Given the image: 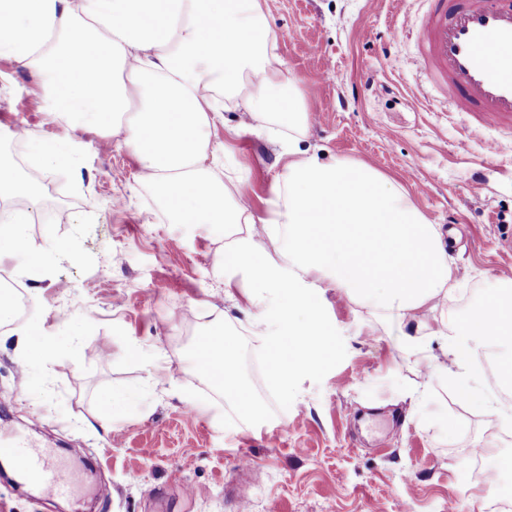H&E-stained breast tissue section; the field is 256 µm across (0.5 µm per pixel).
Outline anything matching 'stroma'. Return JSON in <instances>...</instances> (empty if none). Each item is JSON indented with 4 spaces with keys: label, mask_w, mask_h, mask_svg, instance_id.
Wrapping results in <instances>:
<instances>
[{
    "label": "stroma",
    "mask_w": 512,
    "mask_h": 512,
    "mask_svg": "<svg viewBox=\"0 0 512 512\" xmlns=\"http://www.w3.org/2000/svg\"><path fill=\"white\" fill-rule=\"evenodd\" d=\"M279 41L282 71L299 79L317 111L302 148L324 159L374 165L444 234L448 260L465 270L438 310L445 332L477 310L490 282L512 286V124L439 103L417 61V43L395 42L394 25L419 31L426 0H262ZM319 45L310 54L308 42ZM340 70V83L316 80ZM39 76L0 58V127L30 133L0 140V154L32 173L41 196L29 237L46 278L27 275V256L4 263L19 276L24 316L0 324V418L34 448L51 449L73 495L25 489L0 474V512H489L512 507V384L484 379L492 405L458 400L441 376L422 379L405 326L323 284L321 309L333 349L317 372L288 390L272 381L267 350L288 340L252 336L260 315L242 286L225 288L215 268L225 239L208 224H173L138 180L130 146L70 127L42 109ZM232 151L229 196L256 214L288 161L269 129L224 114L213 131ZM76 140L70 162H34L36 145ZM497 140L504 150L489 153ZM481 191H473V179ZM76 261H56L55 243ZM232 299H225V292ZM237 341L238 375L261 412H241L191 361L214 319ZM36 325L57 350L25 362L11 334ZM135 392L133 408L101 404ZM247 470H237L240 459Z\"/></svg>",
    "instance_id": "1"
}]
</instances>
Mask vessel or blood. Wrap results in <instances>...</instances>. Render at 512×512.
Here are the masks:
<instances>
[{
  "instance_id": "vessel-or-blood-1",
  "label": "vessel or blood",
  "mask_w": 512,
  "mask_h": 512,
  "mask_svg": "<svg viewBox=\"0 0 512 512\" xmlns=\"http://www.w3.org/2000/svg\"><path fill=\"white\" fill-rule=\"evenodd\" d=\"M417 45L432 87L457 111L512 121V0H432ZM0 455L12 458L44 494H71L46 451L4 434Z\"/></svg>"
}]
</instances>
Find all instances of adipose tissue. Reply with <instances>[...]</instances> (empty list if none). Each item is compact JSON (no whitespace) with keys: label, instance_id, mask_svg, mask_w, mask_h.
<instances>
[{"label":"adipose tissue","instance_id":"obj_1","mask_svg":"<svg viewBox=\"0 0 512 512\" xmlns=\"http://www.w3.org/2000/svg\"><path fill=\"white\" fill-rule=\"evenodd\" d=\"M3 55L40 75L48 112L70 124L94 122L130 145L140 181L173 223L230 233L219 262L225 283L242 280L256 305L274 307L290 341L288 361L271 359L280 390L292 370L315 371L326 353L318 292L326 279L371 311L414 323L407 342L420 370L447 376L459 398L480 404L473 343L512 347V295L492 289L457 321L448 362L429 354L435 313L457 285L439 228L377 169L301 149L309 107L281 70L261 0H0ZM239 91L252 121L289 130L290 160L262 217L242 197L226 207L224 181L209 164L226 150L211 130L226 94ZM281 234L282 264L264 247ZM206 350L218 356L216 383L257 413L237 375L235 338L212 324L194 348Z\"/></svg>","mask_w":512,"mask_h":512}]
</instances>
